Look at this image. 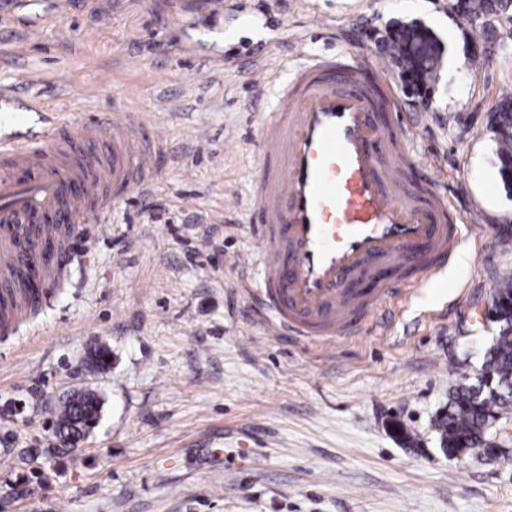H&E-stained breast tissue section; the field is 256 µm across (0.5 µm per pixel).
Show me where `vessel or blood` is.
<instances>
[{"mask_svg": "<svg viewBox=\"0 0 512 512\" xmlns=\"http://www.w3.org/2000/svg\"><path fill=\"white\" fill-rule=\"evenodd\" d=\"M384 88L355 62L316 58L281 92L260 131L262 166L251 195L259 296L275 334L328 342L380 315L414 271L445 265L459 243L445 198L414 192L413 164L381 117ZM43 113L40 139L0 141V332L30 296L22 286L43 237L25 227L45 215L64 231L103 223L111 201L146 193L163 174L167 142L146 124L97 118L74 133ZM111 184V198L99 194ZM374 280L371 291L362 281Z\"/></svg>", "mask_w": 512, "mask_h": 512, "instance_id": "1", "label": "vessel or blood"}]
</instances>
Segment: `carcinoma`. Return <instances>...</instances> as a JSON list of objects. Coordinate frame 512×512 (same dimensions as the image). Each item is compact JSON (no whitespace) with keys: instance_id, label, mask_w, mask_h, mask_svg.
I'll use <instances>...</instances> for the list:
<instances>
[{"instance_id":"cac0c4a2","label":"carcinoma","mask_w":512,"mask_h":512,"mask_svg":"<svg viewBox=\"0 0 512 512\" xmlns=\"http://www.w3.org/2000/svg\"><path fill=\"white\" fill-rule=\"evenodd\" d=\"M466 20L480 24L483 32L491 34L489 21L506 19L512 21V0H463ZM388 41L394 53L395 65L413 58L411 75L425 89L436 85L442 66L444 50L441 43L425 28L411 25H395L391 28ZM498 124L494 131L498 148L497 169L506 189L512 188V175L508 174L505 160L512 158V94L500 96L492 114ZM504 314L499 335L484 354L483 367L492 387L497 390L492 401L478 396L474 384L461 383L448 394L445 414L436 420L440 438L447 443L448 454L452 455L465 447L480 442L482 425L488 414L512 411V308L502 306ZM90 360L96 370L110 368V352L102 347L89 351ZM102 406L100 395L92 389L81 387L69 393L54 411V429L59 440H74L78 443L89 436L96 427Z\"/></svg>"}]
</instances>
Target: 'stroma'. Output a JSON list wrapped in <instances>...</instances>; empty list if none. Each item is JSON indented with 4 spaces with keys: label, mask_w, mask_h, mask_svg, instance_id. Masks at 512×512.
Segmentation results:
<instances>
[{
    "label": "stroma",
    "mask_w": 512,
    "mask_h": 512,
    "mask_svg": "<svg viewBox=\"0 0 512 512\" xmlns=\"http://www.w3.org/2000/svg\"><path fill=\"white\" fill-rule=\"evenodd\" d=\"M449 0H0V88L65 121L118 113L168 139L149 196L112 203L70 249L36 317L0 335V449L50 448L53 409L87 386L100 419L79 447L0 468V512H512V412L504 452L444 455L449 392L498 335L485 312L512 270V193L490 115L512 92V24L456 18ZM416 23L442 43L434 98L402 91L382 36ZM381 66L417 180L446 197L461 239L378 320L323 345L271 335L226 255L253 257L249 199L262 124L290 74L315 57ZM210 71L199 84V71ZM263 95H256V85ZM202 126L207 138L186 137ZM105 345L110 369L89 370Z\"/></svg>",
    "instance_id": "obj_1"
}]
</instances>
